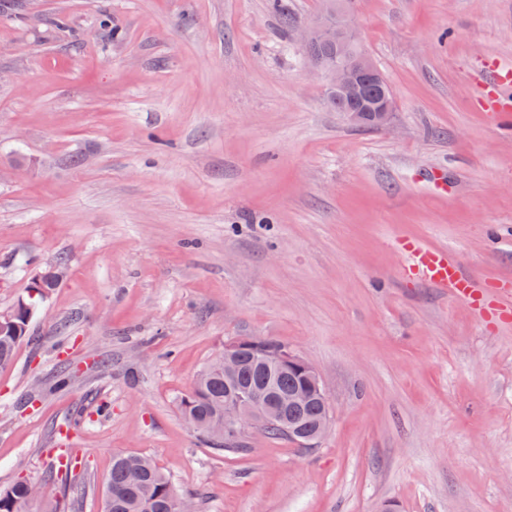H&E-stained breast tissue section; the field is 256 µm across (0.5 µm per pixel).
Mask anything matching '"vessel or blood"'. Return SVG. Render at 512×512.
Segmentation results:
<instances>
[{
    "label": "vessel or blood",
    "mask_w": 512,
    "mask_h": 512,
    "mask_svg": "<svg viewBox=\"0 0 512 512\" xmlns=\"http://www.w3.org/2000/svg\"><path fill=\"white\" fill-rule=\"evenodd\" d=\"M483 79L490 94L491 107L495 112H505L504 102L512 98V64L496 59L490 61L484 68ZM401 253L404 257L403 270L407 275L439 288L452 289L457 295L478 301L490 317H499V301L481 297L471 275L461 265L449 261L445 252L410 242L403 245Z\"/></svg>",
    "instance_id": "obj_1"
}]
</instances>
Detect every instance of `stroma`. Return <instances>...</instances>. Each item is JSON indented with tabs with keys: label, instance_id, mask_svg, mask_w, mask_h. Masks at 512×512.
<instances>
[{
	"label": "stroma",
	"instance_id": "35a3bbf8",
	"mask_svg": "<svg viewBox=\"0 0 512 512\" xmlns=\"http://www.w3.org/2000/svg\"><path fill=\"white\" fill-rule=\"evenodd\" d=\"M282 3L0 14V312L65 261L0 368V486L37 483L26 512H102L117 453L199 512H512V319L402 276L396 249L445 251L490 293L512 280V124L480 72L512 61V0H346L394 94L381 128L334 111L304 59L323 0ZM237 336L318 368L315 448L254 429L218 453L184 423Z\"/></svg>",
	"mask_w": 512,
	"mask_h": 512
}]
</instances>
